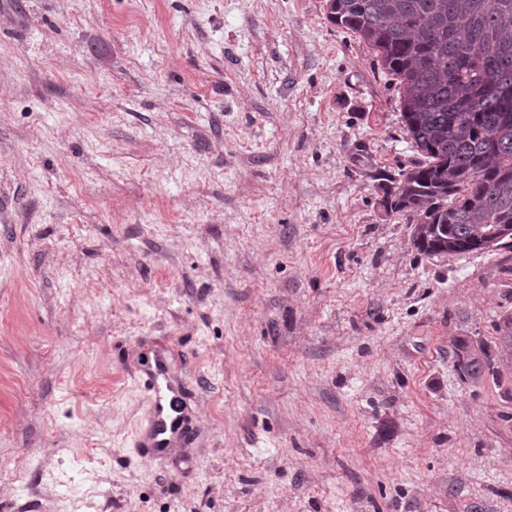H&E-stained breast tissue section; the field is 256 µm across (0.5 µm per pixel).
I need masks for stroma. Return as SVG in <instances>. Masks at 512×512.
Instances as JSON below:
<instances>
[{"label": "stroma", "instance_id": "obj_1", "mask_svg": "<svg viewBox=\"0 0 512 512\" xmlns=\"http://www.w3.org/2000/svg\"><path fill=\"white\" fill-rule=\"evenodd\" d=\"M419 159L327 0H0V512H512V243L420 254ZM498 354L500 353L496 348L491 353L487 345H480L477 350H473L466 340H460L454 347L457 365L462 375L468 380H479L486 374L493 378L497 377ZM170 356L158 355L153 364L136 371V383L147 402V412L132 442L143 461L166 456L186 433L189 421L183 405L181 386L170 376Z\"/></svg>", "mask_w": 512, "mask_h": 512}]
</instances>
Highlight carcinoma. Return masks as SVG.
Here are the masks:
<instances>
[{
	"label": "carcinoma",
	"instance_id": "cac0c4a2",
	"mask_svg": "<svg viewBox=\"0 0 512 512\" xmlns=\"http://www.w3.org/2000/svg\"><path fill=\"white\" fill-rule=\"evenodd\" d=\"M402 89L420 161L382 184L383 206L413 226L421 253L489 248L512 225V0H328ZM462 375L496 377L497 350L454 347Z\"/></svg>",
	"mask_w": 512,
	"mask_h": 512
}]
</instances>
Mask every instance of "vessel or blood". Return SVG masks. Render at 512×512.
Returning <instances> with one entry per match:
<instances>
[{"mask_svg":"<svg viewBox=\"0 0 512 512\" xmlns=\"http://www.w3.org/2000/svg\"><path fill=\"white\" fill-rule=\"evenodd\" d=\"M169 366V355L162 354L136 372V383L146 399L147 412L136 429L132 447L147 462L169 454L189 426L183 391L171 378Z\"/></svg>","mask_w":512,"mask_h":512,"instance_id":"vessel-or-blood-1","label":"vessel or blood"}]
</instances>
